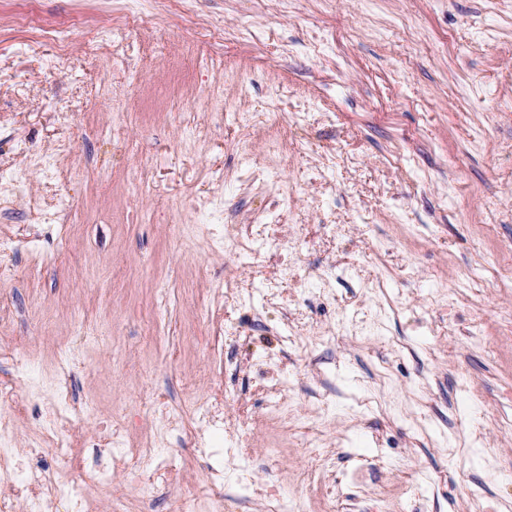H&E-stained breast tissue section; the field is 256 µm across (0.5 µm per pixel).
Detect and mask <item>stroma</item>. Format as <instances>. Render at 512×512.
<instances>
[{
	"label": "stroma",
	"mask_w": 512,
	"mask_h": 512,
	"mask_svg": "<svg viewBox=\"0 0 512 512\" xmlns=\"http://www.w3.org/2000/svg\"><path fill=\"white\" fill-rule=\"evenodd\" d=\"M189 3L195 25L149 19L103 49L96 24L122 0H39L47 19H88L63 51L0 0V171L24 169L71 226L54 254L48 225L0 199L17 247L0 258V343L50 374L84 310L110 340L76 373L96 408L83 464L113 416L141 450L88 512L117 494L135 512H270L308 478L336 512H477L476 490L512 512V0ZM63 143L58 186L36 163ZM219 175L224 221L199 227L188 204ZM271 212L298 245L288 276L286 253L258 268L235 247ZM34 242L54 254L36 269ZM219 326L224 421L163 452L152 406L209 395ZM167 466L141 500L135 474ZM211 468L223 497L196 494ZM372 479L396 501L356 492Z\"/></svg>",
	"instance_id": "obj_1"
}]
</instances>
